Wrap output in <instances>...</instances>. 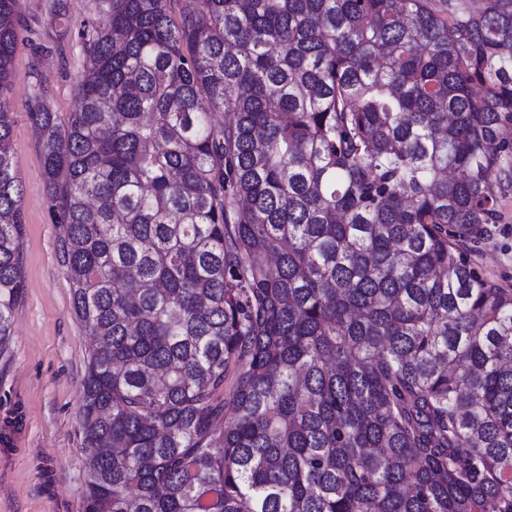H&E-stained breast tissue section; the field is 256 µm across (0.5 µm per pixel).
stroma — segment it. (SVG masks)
I'll return each instance as SVG.
<instances>
[{
  "mask_svg": "<svg viewBox=\"0 0 512 512\" xmlns=\"http://www.w3.org/2000/svg\"><path fill=\"white\" fill-rule=\"evenodd\" d=\"M11 86L13 165L23 187L22 271L11 343L0 353V512H84L82 380L92 340L76 319L58 251L62 235L48 210L41 147L27 116L35 79L47 103L72 112L85 64L79 33L99 20L97 0H18ZM502 222L478 245L475 263L512 288V190Z\"/></svg>",
  "mask_w": 512,
  "mask_h": 512,
  "instance_id": "stroma-1",
  "label": "stroma"
}]
</instances>
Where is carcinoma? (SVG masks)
Segmentation results:
<instances>
[{
	"label": "carcinoma",
	"mask_w": 512,
	"mask_h": 512,
	"mask_svg": "<svg viewBox=\"0 0 512 512\" xmlns=\"http://www.w3.org/2000/svg\"><path fill=\"white\" fill-rule=\"evenodd\" d=\"M28 118L85 512H512V0H101ZM0 0V353L25 288ZM218 112L233 114L217 123ZM501 212L502 223L478 244L473 259L487 277L512 288V190L502 198Z\"/></svg>",
	"instance_id": "obj_1"
}]
</instances>
